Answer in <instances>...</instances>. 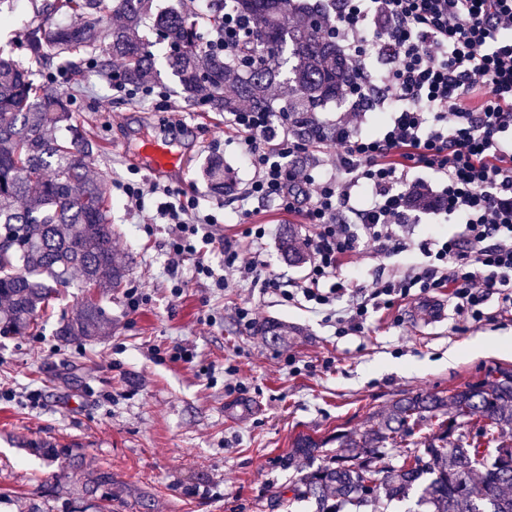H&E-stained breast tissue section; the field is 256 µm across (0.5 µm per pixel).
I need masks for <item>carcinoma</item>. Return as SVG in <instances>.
<instances>
[{
    "instance_id": "obj_1",
    "label": "carcinoma",
    "mask_w": 512,
    "mask_h": 512,
    "mask_svg": "<svg viewBox=\"0 0 512 512\" xmlns=\"http://www.w3.org/2000/svg\"><path fill=\"white\" fill-rule=\"evenodd\" d=\"M252 31L243 53L258 65L233 66L201 38L202 19L190 9H156L154 0H43L38 22L25 34L35 59L56 58L59 67L92 65L98 75L121 61L123 80L139 85L157 77L151 45L141 29L151 23L171 75L192 103L234 112L240 103L272 112H300L303 132L316 128V113L346 93L348 62L336 40L319 32L322 16L301 0H235ZM79 13L78 25L56 20ZM118 17L120 24L107 20ZM93 145L72 122L63 92L32 80V71L0 52V335L33 334L57 289L78 271L86 296L76 314L60 323L64 340L99 336L108 319L98 296L121 287L126 269L112 238V198L89 170ZM204 175L224 191V159L209 158ZM463 389L393 401L360 432L338 431L323 440L300 434L288 450V466L302 472L292 491L314 512H385L383 504L415 498L410 512H512V369ZM475 429L481 444L454 437L456 419ZM434 425L422 441L415 431ZM336 444V457L313 466L321 448ZM83 490L100 496L112 473L80 466Z\"/></svg>"
}]
</instances>
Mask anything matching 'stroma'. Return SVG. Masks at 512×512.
I'll use <instances>...</instances> for the list:
<instances>
[{"mask_svg":"<svg viewBox=\"0 0 512 512\" xmlns=\"http://www.w3.org/2000/svg\"><path fill=\"white\" fill-rule=\"evenodd\" d=\"M13 21L0 28V49L45 80L56 61H31L25 27L35 19V0H13ZM155 46L157 84L169 105L116 97L108 78L85 72L64 87L74 123L96 144L93 169L112 196L114 251L129 267L127 282L149 301L129 310L124 290L103 306L109 334L64 341L55 331L77 311L79 288L59 291L53 313L33 336H0V512H73L80 504L79 474L71 454L112 473L121 497L118 512H302L289 506L295 471L285 458L298 434L326 438L336 430H363L373 412L419 393L462 388L487 380L491 370L512 367V349L474 357L467 345L487 336H512V315L496 297L482 321L449 312L435 329L410 318V301L374 313L363 332L340 336L323 314L282 301L247 281L217 290L193 278L190 262L179 272L180 297H172L164 242L168 227L146 225L131 213L120 183L146 178L122 153L145 139L169 144L189 158L183 192L221 225L202 244L205 262L224 272V246L249 251L241 214L231 194L216 196L200 169L212 154L236 186L250 173L241 160L238 134L224 115L187 102ZM251 223L266 225L262 247L269 271L288 285L304 273L283 257V231L300 245V214L284 215L270 204L253 207ZM255 307L263 323L288 327L284 342L261 328L246 331L236 310ZM195 354L193 363L171 361L174 345ZM296 356L301 371L287 359ZM236 374H227L228 366ZM63 450L50 458L43 444Z\"/></svg>","mask_w":512,"mask_h":512,"instance_id":"35a3bbf8","label":"stroma"}]
</instances>
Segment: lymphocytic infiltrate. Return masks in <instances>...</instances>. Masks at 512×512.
Wrapping results in <instances>:
<instances>
[{
	"mask_svg": "<svg viewBox=\"0 0 512 512\" xmlns=\"http://www.w3.org/2000/svg\"><path fill=\"white\" fill-rule=\"evenodd\" d=\"M321 14L354 74L336 119L306 137L291 112L241 107L227 116L250 171L235 199L274 203L311 228L301 281L282 289L258 252L229 244L215 276L196 252L200 232L218 220L179 189L124 183L133 211L170 225L171 269L191 256L194 277L218 289L235 277L318 311L340 303L336 322L347 331L440 288L472 320L492 295L512 312V0H332ZM249 28L225 7L206 45L237 62ZM372 103L384 114L374 132L362 127ZM328 143L336 151L326 158ZM425 214L448 217L455 231L414 240L410 228ZM413 246L422 263L378 276L371 291L341 275L362 248L388 258Z\"/></svg>",
	"mask_w": 512,
	"mask_h": 512,
	"instance_id": "1",
	"label": "lymphocytic infiltrate"
}]
</instances>
